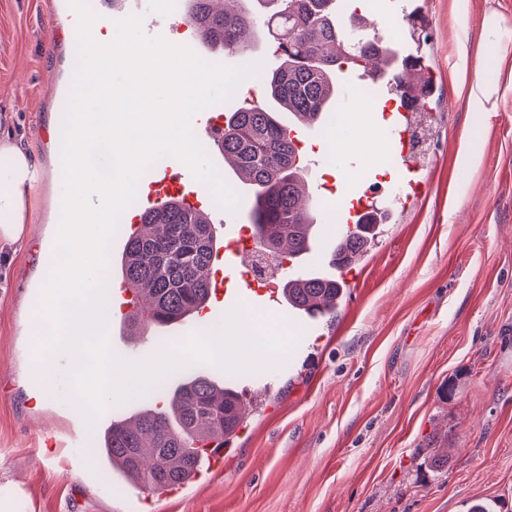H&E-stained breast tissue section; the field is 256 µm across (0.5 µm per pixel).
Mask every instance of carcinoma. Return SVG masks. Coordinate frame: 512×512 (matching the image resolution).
<instances>
[{
  "label": "carcinoma",
  "mask_w": 512,
  "mask_h": 512,
  "mask_svg": "<svg viewBox=\"0 0 512 512\" xmlns=\"http://www.w3.org/2000/svg\"><path fill=\"white\" fill-rule=\"evenodd\" d=\"M250 0H232V13L214 0H183L185 22L213 52H251L265 27L281 61L273 69L256 59L251 65L265 94L298 120L326 121L333 111L336 79L342 65L369 64L379 39L359 34L356 7L347 0H265L272 10L256 13ZM224 162L249 185L248 211L256 252L276 265L302 266L311 250L314 224L300 202L301 156L278 112L248 104L224 116ZM142 230L129 234L117 262L128 287L143 292L152 311L151 326L190 319L208 304L214 240L209 224L178 200H167L140 215ZM376 224H356L336 239L326 260L341 271L361 262L376 235ZM347 285L332 274L299 275L282 283L288 305L313 319H332ZM152 398L165 404L112 417L97 438L98 455L112 467L104 479L119 475L139 489L166 490L195 481L203 459L197 447L206 433H234L245 421L238 392L229 384L191 372L161 381Z\"/></svg>",
  "instance_id": "1"
}]
</instances>
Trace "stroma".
Returning a JSON list of instances; mask_svg holds the SVG:
<instances>
[{
	"instance_id": "1",
	"label": "stroma",
	"mask_w": 512,
	"mask_h": 512,
	"mask_svg": "<svg viewBox=\"0 0 512 512\" xmlns=\"http://www.w3.org/2000/svg\"><path fill=\"white\" fill-rule=\"evenodd\" d=\"M62 2L0 0V130L41 171L31 227L44 250L59 192L50 120L75 70L76 43L51 11ZM428 2L430 188L383 225L335 322L314 321L273 389L247 396L223 463L191 485L148 493L106 482L98 463L58 467L44 434L66 442L84 421L65 400L38 402L26 378L43 269L29 254L0 258V512H464L476 500L512 512V95L490 120L468 110L454 86L456 0ZM320 184L311 269L336 241L339 186L325 170Z\"/></svg>"
}]
</instances>
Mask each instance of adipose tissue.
<instances>
[{
	"mask_svg": "<svg viewBox=\"0 0 512 512\" xmlns=\"http://www.w3.org/2000/svg\"><path fill=\"white\" fill-rule=\"evenodd\" d=\"M457 55L462 66L457 83L471 111L490 117L505 92H512V20L488 11L482 21L478 46H471L467 14L457 12ZM37 170L11 134H0V247L18 251L30 239V198Z\"/></svg>",
	"mask_w": 512,
	"mask_h": 512,
	"instance_id": "adipose-tissue-1",
	"label": "adipose tissue"
}]
</instances>
